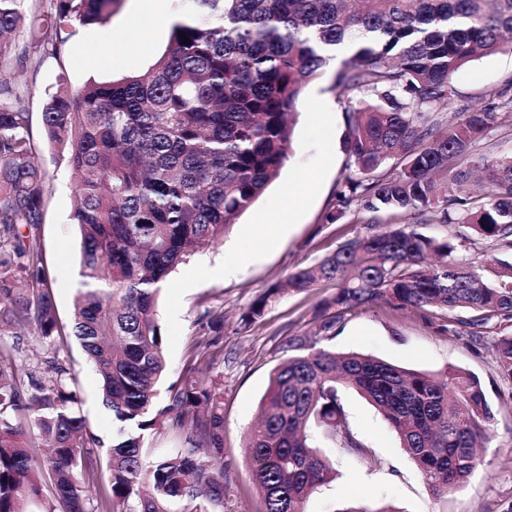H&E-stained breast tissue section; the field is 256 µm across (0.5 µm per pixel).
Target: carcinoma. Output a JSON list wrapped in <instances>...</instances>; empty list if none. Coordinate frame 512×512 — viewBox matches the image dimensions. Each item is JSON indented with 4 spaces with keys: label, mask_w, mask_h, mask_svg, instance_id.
<instances>
[{
    "label": "carcinoma",
    "mask_w": 512,
    "mask_h": 512,
    "mask_svg": "<svg viewBox=\"0 0 512 512\" xmlns=\"http://www.w3.org/2000/svg\"><path fill=\"white\" fill-rule=\"evenodd\" d=\"M0 0V63L15 55L10 36L31 27V52L57 54L77 28L106 24L115 0ZM172 27L163 54L145 71L111 82L68 86L65 74L45 90L42 122L49 142L67 151L76 185L72 221L80 234L81 288L73 332L101 378L102 402L115 431L106 459L81 415L69 370L57 356L51 376L25 391L19 366L0 351V512H29L53 476L61 512H234L224 468V396L210 375L191 367L156 405L165 372V336L157 315L159 284L196 252L224 237L279 175L289 158L292 122L308 84L348 48L332 89L363 94L347 110L344 146L360 178L340 192V219L352 203L373 212L443 208L444 222L468 224L484 241L512 249V152L480 156L468 170L451 166L498 122L470 112L441 134L434 115L448 105L455 74L495 54L512 35V0H192ZM186 43H181L180 32ZM25 95L0 82V329L30 327L53 346L59 334L44 288L41 255L25 244L43 219L45 172L30 137ZM401 172L377 174L387 160ZM485 201L460 194L472 175ZM454 247L393 225L355 237L288 278L294 293L327 281L308 336L288 338V357L271 371L257 422L246 432L249 477L260 512H305L311 491L335 471L319 443L360 457L372 450L347 425L340 391L355 389L380 411L438 499L459 490L478 465L477 443L495 415L480 378L441 375L360 353L319 346L337 316L369 304L426 311L451 320L474 313L479 327L512 316V263L495 284L483 281ZM282 293L272 285L240 316L248 328ZM499 375L512 380V335L493 344ZM26 414L47 443L30 446ZM186 428L191 448L154 455L146 437ZM106 467L105 495L91 502L84 478Z\"/></svg>",
    "instance_id": "obj_1"
}]
</instances>
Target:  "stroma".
<instances>
[{
	"label": "stroma",
	"mask_w": 512,
	"mask_h": 512,
	"mask_svg": "<svg viewBox=\"0 0 512 512\" xmlns=\"http://www.w3.org/2000/svg\"><path fill=\"white\" fill-rule=\"evenodd\" d=\"M172 26L153 22L150 15L118 0L111 20L79 28L56 56L38 66L12 63L4 72L23 87L30 112V136L48 182L43 221L32 234L49 273L61 334L56 354L75 378L81 411L103 441L112 437V415L102 404L100 380L71 332L73 302L80 286V241L70 215L75 184L65 154L48 147L42 110L43 92L66 73L72 89L95 80L110 81L146 70L165 51ZM335 70L327 68L309 84L292 133V149L279 176L244 211L211 250L189 257L163 285L158 311L165 335L167 370L159 387L158 405L168 402L171 384L179 382L188 363L207 367L224 390V465L232 481L235 512H259L261 501L249 489L248 464L242 446L247 428L259 413L271 370L288 359L287 340L312 329L319 299L334 291L323 283L305 293H283L250 328L239 324L241 312L266 288L301 268L316 265L343 242L370 232L372 226L392 224V217L360 206L336 223L326 221L346 180L356 168L343 148L346 109L358 93L332 90ZM452 96L440 118L463 119L468 113L492 111L500 118L495 128L461 156L498 155L512 150V48L483 57L453 79ZM305 192L306 199L289 223L279 212L288 195ZM408 224L421 234L451 240L457 258L473 263L489 283L498 267L491 262L489 243L478 239L466 224H447L440 212L411 216ZM223 316L224 329L214 332L211 321ZM467 313L444 322L440 314L401 311L378 303L344 313L332 335L321 345L337 353H362L413 370L438 374L463 369L476 374L495 411L491 439L481 461L465 485L447 501L435 498L415 464L401 448L395 432L356 391L342 393L346 419L355 435L374 449L375 459L326 449L336 479L318 486L305 503V512H342L365 507L369 512L391 506L397 512H512V382L500 377L491 345L512 334V318L499 316L482 328L474 340ZM0 348L9 349L17 364L43 378L46 347L28 328L0 334Z\"/></svg>",
	"instance_id": "1"
}]
</instances>
